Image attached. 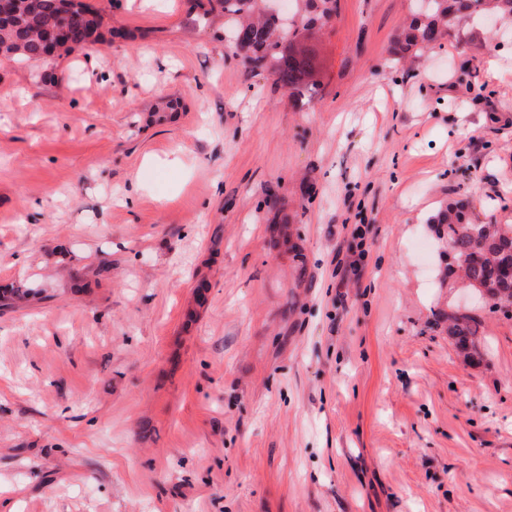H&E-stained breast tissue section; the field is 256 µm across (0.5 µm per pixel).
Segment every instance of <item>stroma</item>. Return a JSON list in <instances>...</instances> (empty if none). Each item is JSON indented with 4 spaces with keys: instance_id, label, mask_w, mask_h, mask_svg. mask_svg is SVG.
Listing matches in <instances>:
<instances>
[{
    "instance_id": "35a3bbf8",
    "label": "stroma",
    "mask_w": 512,
    "mask_h": 512,
    "mask_svg": "<svg viewBox=\"0 0 512 512\" xmlns=\"http://www.w3.org/2000/svg\"><path fill=\"white\" fill-rule=\"evenodd\" d=\"M89 2L117 36L0 62V285L47 294L0 311V512H512V316L463 358L435 223L512 224V38L400 63L410 0H338L301 103L190 0Z\"/></svg>"
}]
</instances>
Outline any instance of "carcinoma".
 <instances>
[{
	"instance_id": "1",
	"label": "carcinoma",
	"mask_w": 512,
	"mask_h": 512,
	"mask_svg": "<svg viewBox=\"0 0 512 512\" xmlns=\"http://www.w3.org/2000/svg\"><path fill=\"white\" fill-rule=\"evenodd\" d=\"M265 0H194L200 20L215 12L224 15V31L233 49L251 72L268 71L290 96L298 98L315 90L314 58L297 51L302 32L326 25L336 14L337 0H299L294 14L303 25L270 13ZM492 17L512 22V0H419L409 21L396 35L400 57L415 55L442 45L448 29ZM99 14L84 0H15L12 16L0 19V58L17 63L47 62L86 46L88 38L100 39ZM437 223L445 225L448 249L459 265L466 287L479 295L512 306V279L506 269L512 263V225L486 224L472 231L470 202L458 200L441 212ZM34 288L0 287V310H12ZM481 322L471 314L448 316V336L456 344L476 351Z\"/></svg>"
}]
</instances>
